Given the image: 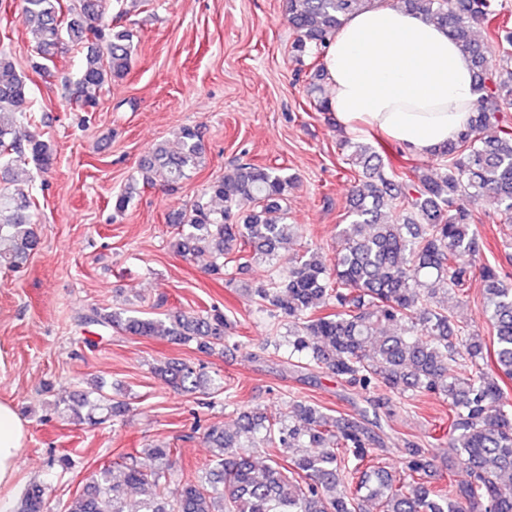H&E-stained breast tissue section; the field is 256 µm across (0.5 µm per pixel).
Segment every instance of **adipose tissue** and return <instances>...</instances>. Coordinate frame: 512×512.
Masks as SVG:
<instances>
[{"instance_id":"ef3b65f1","label":"adipose tissue","mask_w":512,"mask_h":512,"mask_svg":"<svg viewBox=\"0 0 512 512\" xmlns=\"http://www.w3.org/2000/svg\"><path fill=\"white\" fill-rule=\"evenodd\" d=\"M323 62L330 109L355 137L375 130L428 153L454 139L475 107L469 59L445 30L397 7L349 15ZM25 437L13 405L0 401V489L15 482Z\"/></svg>"}]
</instances>
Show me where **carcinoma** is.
Listing matches in <instances>:
<instances>
[{"mask_svg":"<svg viewBox=\"0 0 512 512\" xmlns=\"http://www.w3.org/2000/svg\"><path fill=\"white\" fill-rule=\"evenodd\" d=\"M384 0H285L288 25L296 34L292 57L317 60L307 93L318 112L329 111L322 97L324 71L318 59L348 15ZM403 8L446 30L471 62L477 104L458 137L433 151L440 173L414 168L398 172L383 163L370 142L348 141L345 164L354 170L346 213L337 225L339 248L329 263L317 250L288 261V271L245 289L272 316L288 321V358L306 360L336 380L378 391L377 409H405L424 394L448 402V448L469 471L465 483L433 485L425 449L406 442L405 470L397 478L375 464L384 438L351 416H333L298 402L286 420L270 421L260 410L239 413L235 430L213 424L204 438L211 468L198 480L170 491L174 449L155 444L141 455L104 464L82 493L61 512H124L125 490L137 489L141 512H512V404L499 378L512 379V278L484 264L480 317L493 329V351L469 326L452 324L454 302L465 295L480 253L477 205L494 206L512 222V28L497 0H401ZM22 23L31 34L33 69L50 74L62 50L83 53L71 90L79 111L94 112L104 86L124 79L133 63V29L106 21L100 0H23ZM484 28L486 41L475 38ZM31 94L13 57L0 51V168L10 171L53 159L51 143L38 135L20 138L15 125ZM198 129L183 126L177 149L158 143L133 178L112 198L124 213L139 186L174 189L202 164ZM295 177L277 167L240 163L210 182L179 222L174 248L184 257L209 259L208 270L222 275L229 264L242 270L261 259L276 263L300 237L288 223V194ZM34 202L30 191L0 189V267L16 270L35 246ZM134 336H160L193 344L210 354L224 344L223 310L202 315L179 311L164 321L126 308H93L80 317ZM152 371L171 388L193 393L212 379L186 363L160 361ZM71 420L103 423L124 415L126 403L112 399L98 381L70 403H54ZM259 440L266 460L238 451L242 438ZM303 449L294 453L292 449ZM318 452L309 453L307 449ZM16 512H48L44 487H27Z\"/></svg>","mask_w":512,"mask_h":512,"instance_id":"cac0c4a2","label":"carcinoma"}]
</instances>
